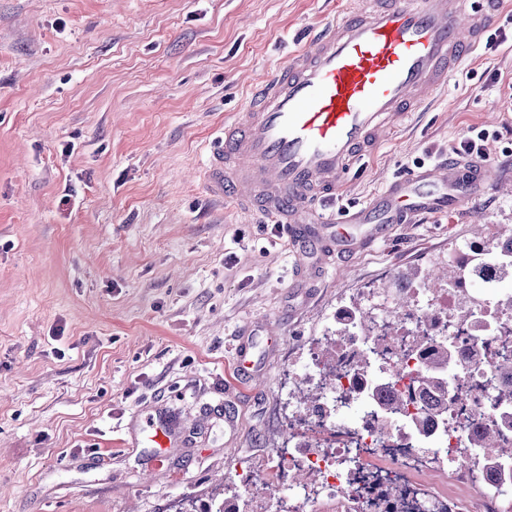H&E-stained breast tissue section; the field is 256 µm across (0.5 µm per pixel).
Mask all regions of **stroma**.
<instances>
[{"mask_svg":"<svg viewBox=\"0 0 512 512\" xmlns=\"http://www.w3.org/2000/svg\"><path fill=\"white\" fill-rule=\"evenodd\" d=\"M352 0H0V512L236 507L281 447L284 384L336 307L512 225V0L501 43L354 167L344 212L485 131L483 188L373 245L312 255L213 200L206 142ZM248 343L249 381L226 387ZM177 436L163 465L146 421Z\"/></svg>","mask_w":512,"mask_h":512,"instance_id":"35a3bbf8","label":"stroma"}]
</instances>
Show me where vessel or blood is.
<instances>
[{
  "mask_svg": "<svg viewBox=\"0 0 512 512\" xmlns=\"http://www.w3.org/2000/svg\"><path fill=\"white\" fill-rule=\"evenodd\" d=\"M493 22L470 0H363L308 38L245 112L207 143L203 179L217 200L262 214L287 235L316 225L302 253L343 254L417 214L441 215L488 175L441 163L412 172L355 212L323 211L345 174L445 84Z\"/></svg>",
  "mask_w": 512,
  "mask_h": 512,
  "instance_id": "obj_1",
  "label": "vessel or blood"
}]
</instances>
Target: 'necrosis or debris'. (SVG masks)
<instances>
[{
  "instance_id": "4bbe7bcc",
  "label": "necrosis or debris",
  "mask_w": 512,
  "mask_h": 512,
  "mask_svg": "<svg viewBox=\"0 0 512 512\" xmlns=\"http://www.w3.org/2000/svg\"><path fill=\"white\" fill-rule=\"evenodd\" d=\"M475 274L487 296L479 316L467 321L456 316L459 300L455 289L432 293L417 285L406 290L410 307L370 329L357 324L354 306L337 310L328 331L336 341L331 362L338 376L324 395L322 412L294 414L283 446L255 467L234 469L233 483L244 490L258 481L278 486L281 494L277 500L266 502L265 512H310L321 499L332 503L336 512H372V502L391 483L406 491L399 512H427L430 505L443 504L444 499L434 489L418 486L413 477L431 467L476 489L468 512H500L499 499L482 494L481 489L496 484L504 495L512 497V476L497 474L484 459L475 466L459 465L456 453L462 440L458 425L464 421L492 426L512 437V407L489 408L487 386L502 346L500 333L512 325V295L497 288L498 263L484 262L476 267ZM427 314L432 315V322H424ZM421 329L433 336H451L452 355L461 369L446 415L432 419L425 436L408 418H393L382 411V403L389 396L404 399L409 415L429 400L413 376L395 381L389 377L397 363L415 364L416 336ZM373 341L379 344L377 355L370 363L361 364V350ZM344 404L358 408L357 445L335 436L327 442L318 439L321 431L334 435L336 409ZM381 423L390 430L391 440L379 439L377 426ZM303 472L314 475V489L293 493V478Z\"/></svg>"
}]
</instances>
